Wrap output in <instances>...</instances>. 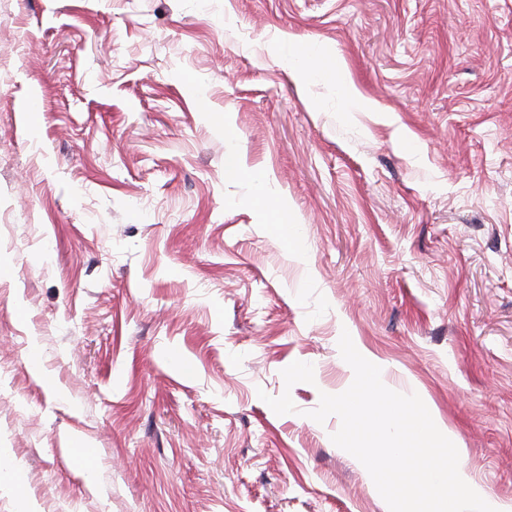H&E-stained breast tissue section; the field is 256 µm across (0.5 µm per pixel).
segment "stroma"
Returning <instances> with one entry per match:
<instances>
[{
	"label": "stroma",
	"mask_w": 512,
	"mask_h": 512,
	"mask_svg": "<svg viewBox=\"0 0 512 512\" xmlns=\"http://www.w3.org/2000/svg\"><path fill=\"white\" fill-rule=\"evenodd\" d=\"M345 331L512 512V0H0V512H385ZM288 67L298 82H310L328 71L339 80L340 94L349 112H373L375 104L364 98L356 87L342 77L344 66L331 51L322 49H300L289 45Z\"/></svg>",
	"instance_id": "35a3bbf8"
}]
</instances>
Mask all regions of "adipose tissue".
Listing matches in <instances>:
<instances>
[{"mask_svg": "<svg viewBox=\"0 0 512 512\" xmlns=\"http://www.w3.org/2000/svg\"><path fill=\"white\" fill-rule=\"evenodd\" d=\"M288 66L298 82H309L321 77L326 72H334L340 76L344 66L342 62L331 51L322 49H300L288 48ZM340 94L351 112H371L375 105L372 101L364 98L356 87L348 81L342 80L339 83Z\"/></svg>", "mask_w": 512, "mask_h": 512, "instance_id": "1", "label": "adipose tissue"}]
</instances>
